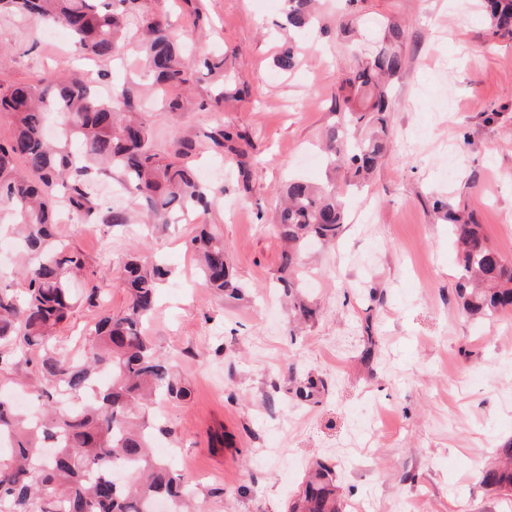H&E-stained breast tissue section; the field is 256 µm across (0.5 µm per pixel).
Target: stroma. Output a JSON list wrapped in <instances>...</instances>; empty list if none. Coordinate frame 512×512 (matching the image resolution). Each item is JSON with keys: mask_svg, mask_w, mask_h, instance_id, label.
<instances>
[{"mask_svg": "<svg viewBox=\"0 0 512 512\" xmlns=\"http://www.w3.org/2000/svg\"><path fill=\"white\" fill-rule=\"evenodd\" d=\"M143 2L167 14L190 49L226 54L248 96L203 108L214 79L199 73L181 93L182 110L164 112L134 54L77 65L65 28L49 32L0 14V80L34 82L75 68L95 80L108 72L142 102L159 146L195 141L198 169L224 187L222 203L148 238L137 233L148 218L130 195L121 206L133 224L59 225V235L93 259L103 293L99 307L75 309L58 336L62 347L80 351L100 315L126 308L117 280L130 255L159 258L171 277L148 334L190 387L186 400L158 408L173 431L163 443L187 479L204 474L203 512H288L318 459L335 465L347 508L512 512V495L477 480L512 437V310L483 321L462 313L457 252L429 208L435 194L468 206L489 243L512 260V42L489 37L478 0H360L366 35L390 20L408 27L406 68L392 88V143L369 185L349 198L336 246L304 255V291L319 316L296 332L276 286L283 243L275 214L289 176L331 177L320 145L351 63L339 31L348 4L321 0L320 27L292 33L283 27L284 0ZM289 39L301 54L283 71L275 59ZM494 109L498 118L485 122ZM224 123L250 134L260 161L248 202L231 175L212 172L220 158L207 134ZM202 224L223 232L244 300L201 287L191 240ZM367 335L375 341L370 363L360 355ZM292 373L324 379L319 402L289 393ZM219 423L234 437L221 454L209 438Z\"/></svg>", "mask_w": 512, "mask_h": 512, "instance_id": "stroma-1", "label": "stroma"}]
</instances>
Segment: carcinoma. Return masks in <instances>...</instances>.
<instances>
[{"label": "carcinoma", "instance_id": "obj_1", "mask_svg": "<svg viewBox=\"0 0 512 512\" xmlns=\"http://www.w3.org/2000/svg\"><path fill=\"white\" fill-rule=\"evenodd\" d=\"M288 24L308 22L314 0H286ZM493 37L512 41V0H481ZM3 11L64 27L81 58L110 61L129 47L145 56L144 75L157 88L183 90L201 69L224 73L211 106L220 107L242 93L239 77L224 69L226 56L190 59L168 19L140 8L139 0H0ZM406 25L389 21L345 74L335 96L336 121L325 132L324 152L332 168H345L350 185L359 186L385 156L390 140L388 114L393 102L390 80L405 65ZM297 47L286 44L276 57L283 71L294 68ZM139 105L130 90L112 85L104 97L81 76H47L37 83L0 82V113L11 116V137L0 141V211L19 229L26 288L0 285V346L8 360L31 362L38 354L37 397L42 411L32 415L0 395V512H151L163 500L169 512H198L203 492L188 484L176 464L154 452L171 429L153 412L162 401L183 400L190 389L174 364L159 355L145 334L168 270L131 256L119 286L129 303L122 314L104 315L95 324L77 359L57 346L56 333L82 304L98 305L97 272L78 249L53 233L66 213L80 224L110 228L128 223L124 209L105 205L92 189L95 164L121 176L126 193L140 199L152 221L165 227L194 210L215 204L224 189L198 179L189 159L195 142L156 146L150 127L134 118ZM207 138L234 161L238 190L254 191L258 161L243 130L220 125ZM276 227L286 243L281 254L280 288L292 303V316L308 323L318 309L302 294V253L312 243L334 244L346 213L336 186L291 180ZM431 210L455 237L460 276L455 291L472 319H490L512 307V263L489 245L471 214L446 196L432 198ZM200 255L201 284L228 300L243 299L215 224H204L192 241ZM290 393L317 399L323 382L311 375L292 378ZM80 401L78 410L57 408L61 396ZM481 483L512 492V440ZM289 512H341L330 466L318 462Z\"/></svg>", "mask_w": 512, "mask_h": 512}]
</instances>
